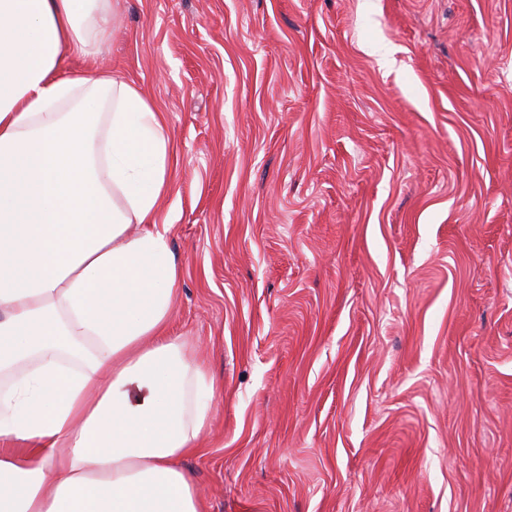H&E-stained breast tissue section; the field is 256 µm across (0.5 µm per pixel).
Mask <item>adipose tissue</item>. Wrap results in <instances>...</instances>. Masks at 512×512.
I'll use <instances>...</instances> for the list:
<instances>
[{
  "label": "adipose tissue",
  "mask_w": 512,
  "mask_h": 512,
  "mask_svg": "<svg viewBox=\"0 0 512 512\" xmlns=\"http://www.w3.org/2000/svg\"><path fill=\"white\" fill-rule=\"evenodd\" d=\"M109 0H0V512H205L224 385L168 324L171 141L131 81L66 77Z\"/></svg>",
  "instance_id": "obj_1"
}]
</instances>
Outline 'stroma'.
<instances>
[{"instance_id":"1","label":"stroma","mask_w":512,"mask_h":512,"mask_svg":"<svg viewBox=\"0 0 512 512\" xmlns=\"http://www.w3.org/2000/svg\"><path fill=\"white\" fill-rule=\"evenodd\" d=\"M164 112L208 512H512V0H118Z\"/></svg>"}]
</instances>
